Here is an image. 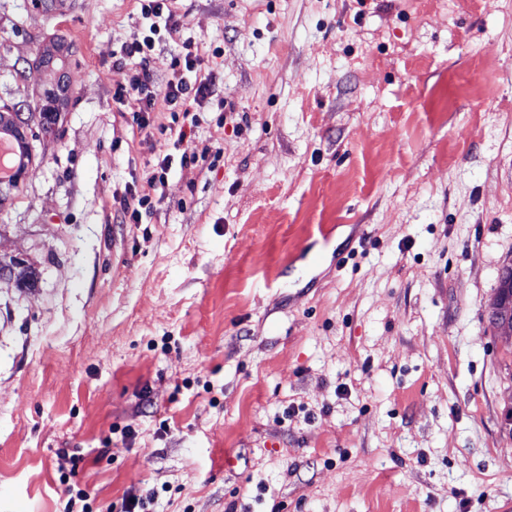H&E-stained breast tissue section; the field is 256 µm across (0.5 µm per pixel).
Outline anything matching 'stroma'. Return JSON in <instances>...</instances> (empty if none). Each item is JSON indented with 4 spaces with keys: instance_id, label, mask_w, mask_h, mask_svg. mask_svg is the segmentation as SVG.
<instances>
[{
    "instance_id": "obj_1",
    "label": "stroma",
    "mask_w": 512,
    "mask_h": 512,
    "mask_svg": "<svg viewBox=\"0 0 512 512\" xmlns=\"http://www.w3.org/2000/svg\"><path fill=\"white\" fill-rule=\"evenodd\" d=\"M213 168L139 224L112 102L137 0H0V107L57 96L0 207V512H498L512 501V0H181ZM79 464H72V456ZM132 178V183L126 184L124 192L113 197V205H117V210L125 224L142 223L143 213L147 215L153 208L150 193L138 191L137 178ZM502 274L498 278L497 297L492 303L489 316L490 324L499 328L508 329L505 336H512V265L502 268Z\"/></svg>"
}]
</instances>
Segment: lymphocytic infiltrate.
<instances>
[{"label": "lymphocytic infiltrate", "mask_w": 512, "mask_h": 512, "mask_svg": "<svg viewBox=\"0 0 512 512\" xmlns=\"http://www.w3.org/2000/svg\"><path fill=\"white\" fill-rule=\"evenodd\" d=\"M175 3L176 0H141V16L147 27L120 50L121 61L130 65V76L112 97L119 111L130 113L133 123L141 129L149 127L151 113L170 115L169 124L158 127L167 147L143 176L146 191H138L136 184L131 183L113 197L127 224L141 223L144 214L152 210L150 192L164 183L173 166L211 167L223 155L219 148L200 152L192 145L195 123L190 114L211 96L215 76L206 71L197 45L188 39L180 40L182 16ZM170 39L178 42L179 50L172 58L169 76L160 83L155 77L153 61L158 44Z\"/></svg>", "instance_id": "obj_1"}]
</instances>
